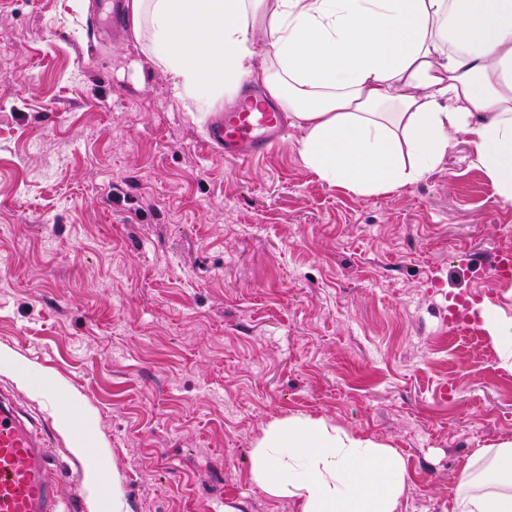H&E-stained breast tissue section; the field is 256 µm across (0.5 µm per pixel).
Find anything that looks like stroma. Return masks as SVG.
I'll return each instance as SVG.
<instances>
[{"mask_svg":"<svg viewBox=\"0 0 512 512\" xmlns=\"http://www.w3.org/2000/svg\"><path fill=\"white\" fill-rule=\"evenodd\" d=\"M96 0H0V385L49 420L74 512L87 467L123 512H295L248 477L268 420L325 417L396 448L402 512H448L461 460L512 440V372L459 299L512 318V204L464 137L424 180L359 196L303 166L300 132L243 161L213 101L132 33L88 45ZM93 420L85 453L63 420Z\"/></svg>","mask_w":512,"mask_h":512,"instance_id":"35a3bbf8","label":"stroma"}]
</instances>
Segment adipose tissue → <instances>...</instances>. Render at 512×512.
I'll return each instance as SVG.
<instances>
[{
    "label": "adipose tissue",
    "mask_w": 512,
    "mask_h": 512,
    "mask_svg": "<svg viewBox=\"0 0 512 512\" xmlns=\"http://www.w3.org/2000/svg\"><path fill=\"white\" fill-rule=\"evenodd\" d=\"M126 17L176 90L260 85L323 182L417 183L460 134L512 203V0H126ZM250 478L295 512H402L408 488L396 449L305 415L267 425ZM449 512H512V440L462 462Z\"/></svg>",
    "instance_id": "1"
}]
</instances>
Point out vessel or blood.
I'll use <instances>...</instances> for the list:
<instances>
[{"label": "vessel or blood", "instance_id": "1", "mask_svg": "<svg viewBox=\"0 0 512 512\" xmlns=\"http://www.w3.org/2000/svg\"><path fill=\"white\" fill-rule=\"evenodd\" d=\"M118 0L105 13L87 18L88 43H96L103 20H116ZM286 116L261 96L245 95L237 108L218 112L207 128L206 144L226 155L252 160L263 156L286 135ZM51 429L34 417L9 391L0 389V512H70L48 458Z\"/></svg>", "mask_w": 512, "mask_h": 512}]
</instances>
